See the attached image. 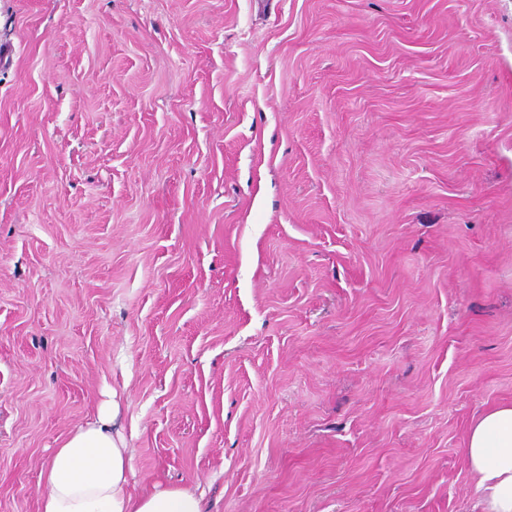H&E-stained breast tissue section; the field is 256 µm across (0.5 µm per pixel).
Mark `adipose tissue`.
Returning <instances> with one entry per match:
<instances>
[{"label":"adipose tissue","mask_w":512,"mask_h":512,"mask_svg":"<svg viewBox=\"0 0 512 512\" xmlns=\"http://www.w3.org/2000/svg\"><path fill=\"white\" fill-rule=\"evenodd\" d=\"M113 419L110 403H102L93 421L55 449L42 472L39 512H203L200 498L186 488L132 493V455ZM465 457L476 479V512H512V404L473 420Z\"/></svg>","instance_id":"ef3b65f1"}]
</instances>
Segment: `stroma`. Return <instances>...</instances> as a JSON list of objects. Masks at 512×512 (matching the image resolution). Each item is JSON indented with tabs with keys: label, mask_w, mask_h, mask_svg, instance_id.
<instances>
[{
	"label": "stroma",
	"mask_w": 512,
	"mask_h": 512,
	"mask_svg": "<svg viewBox=\"0 0 512 512\" xmlns=\"http://www.w3.org/2000/svg\"><path fill=\"white\" fill-rule=\"evenodd\" d=\"M107 389L135 490L473 512L512 0H0V512Z\"/></svg>",
	"instance_id": "stroma-1"
}]
</instances>
